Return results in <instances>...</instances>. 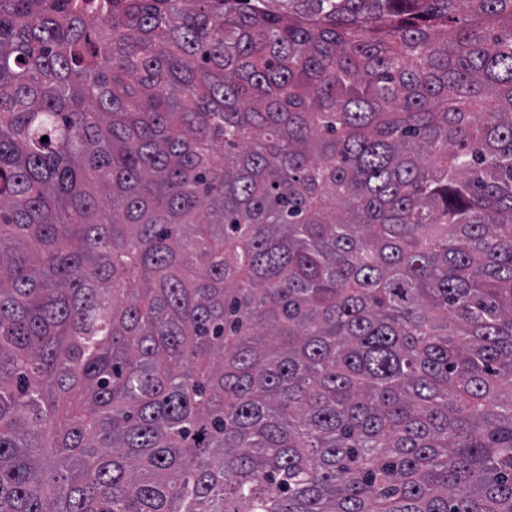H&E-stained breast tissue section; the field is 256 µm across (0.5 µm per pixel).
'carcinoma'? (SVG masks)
<instances>
[{
    "label": "carcinoma",
    "instance_id": "cac0c4a2",
    "mask_svg": "<svg viewBox=\"0 0 512 512\" xmlns=\"http://www.w3.org/2000/svg\"><path fill=\"white\" fill-rule=\"evenodd\" d=\"M0 512H512V0H0Z\"/></svg>",
    "mask_w": 512,
    "mask_h": 512
}]
</instances>
